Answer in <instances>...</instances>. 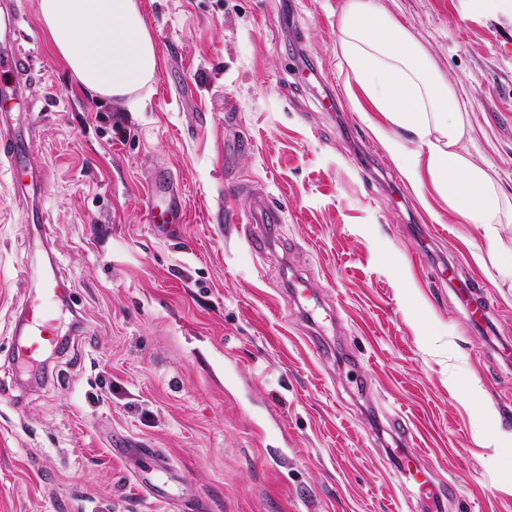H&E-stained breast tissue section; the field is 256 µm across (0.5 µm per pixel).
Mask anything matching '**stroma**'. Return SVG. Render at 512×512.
Instances as JSON below:
<instances>
[{
  "instance_id": "35a3bbf8",
  "label": "stroma",
  "mask_w": 512,
  "mask_h": 512,
  "mask_svg": "<svg viewBox=\"0 0 512 512\" xmlns=\"http://www.w3.org/2000/svg\"><path fill=\"white\" fill-rule=\"evenodd\" d=\"M33 182L0 168V512H183L135 457L163 452L208 512H512V215L469 223L416 187L358 111L346 0H140L160 66L145 107L80 90L38 0H14ZM468 112L462 143L512 204V11L381 0ZM187 220L158 236L157 170ZM276 224H254L259 203ZM64 279L62 353L26 361V298ZM488 304L474 324L457 297ZM169 461L165 456L152 455V462L146 468H140L135 475L136 482L151 493L161 498H171L172 494L165 484L156 483V474L166 472L169 467Z\"/></svg>"
}]
</instances>
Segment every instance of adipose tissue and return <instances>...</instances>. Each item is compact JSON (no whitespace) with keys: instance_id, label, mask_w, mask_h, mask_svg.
Masks as SVG:
<instances>
[{"instance_id":"1","label":"adipose tissue","mask_w":512,"mask_h":512,"mask_svg":"<svg viewBox=\"0 0 512 512\" xmlns=\"http://www.w3.org/2000/svg\"><path fill=\"white\" fill-rule=\"evenodd\" d=\"M38 17L52 51L79 85L142 108L135 93L154 79L158 50L139 0H38ZM338 51L349 79L389 121V128H377L375 134L408 181L429 179L470 223H499L503 200L498 188L462 149L464 106L421 43L380 0H346ZM400 128L411 133L416 149L397 136Z\"/></svg>"}]
</instances>
